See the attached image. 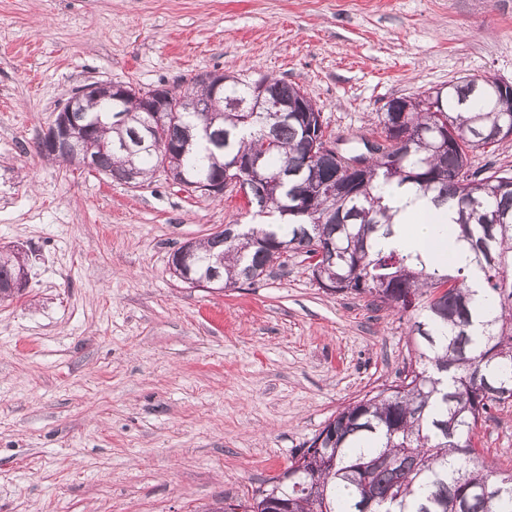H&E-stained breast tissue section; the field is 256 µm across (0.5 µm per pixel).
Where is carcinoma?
Segmentation results:
<instances>
[{"instance_id": "cac0c4a2", "label": "carcinoma", "mask_w": 512, "mask_h": 512, "mask_svg": "<svg viewBox=\"0 0 512 512\" xmlns=\"http://www.w3.org/2000/svg\"><path fill=\"white\" fill-rule=\"evenodd\" d=\"M278 106L252 110L259 89ZM492 76H464L440 94L403 97L406 112H382L390 142L382 156L348 173L325 164L313 142L325 127H311L321 112L300 87L279 78L256 81L224 75L209 136L203 112H182L183 97L209 98L193 83L172 94L158 131L175 182H221L243 191L257 215L271 224H227L194 242L185 274L216 276L224 287L255 283L281 256L299 253L319 287L366 294L409 314L415 362L399 383L344 406L295 454L282 475L244 512H266L271 501L288 512H512V475L480 460L472 434L490 411L512 401V176L470 171L469 153L508 141L512 112H502ZM81 119L98 143L96 171L113 179L133 167L139 183L163 163L151 147L132 95L83 102ZM263 156L253 176L238 160ZM326 183L311 189L313 180ZM410 183L458 213V240L477 271L430 270L420 260L378 248L392 234L379 190ZM20 258L0 260V287L19 271ZM478 276L490 308L473 304L468 281Z\"/></svg>"}]
</instances>
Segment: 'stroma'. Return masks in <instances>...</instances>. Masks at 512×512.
I'll list each match as a JSON object with an SVG mask.
<instances>
[{
    "instance_id": "1",
    "label": "stroma",
    "mask_w": 512,
    "mask_h": 512,
    "mask_svg": "<svg viewBox=\"0 0 512 512\" xmlns=\"http://www.w3.org/2000/svg\"><path fill=\"white\" fill-rule=\"evenodd\" d=\"M221 70L295 84L340 148L395 97L512 83V0H0V512H210L253 503L342 406L398 383L406 318L319 288L306 261L217 292L171 256L251 215L164 169L140 187L46 158L75 88L182 90ZM512 473V405L473 434ZM6 257L9 259L8 261L7 260L1 261V256H0V287H1L0 288V299L11 296L10 294L9 295L7 294V295H4L3 298H1L2 297L1 296L2 289L4 290V293H7V289L9 288L8 293L10 292L11 294H14V293H18V292L22 291L24 288H26V284H27V271H26L25 264H23L21 271L19 272L16 280L11 282V284L8 288H2L4 286H7L9 284V282L15 278V276L17 275V273L19 271L18 265L20 264V262H22L18 256L6 255Z\"/></svg>"
}]
</instances>
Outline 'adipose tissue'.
Returning a JSON list of instances; mask_svg holds the SVG:
<instances>
[{
	"label": "adipose tissue",
	"mask_w": 512,
	"mask_h": 512,
	"mask_svg": "<svg viewBox=\"0 0 512 512\" xmlns=\"http://www.w3.org/2000/svg\"><path fill=\"white\" fill-rule=\"evenodd\" d=\"M383 203L392 214L393 233L379 239V248L420 256L428 267L441 271L469 266L471 255L456 238L454 207L434 206L412 185L395 182L384 186Z\"/></svg>",
	"instance_id": "adipose-tissue-1"
}]
</instances>
